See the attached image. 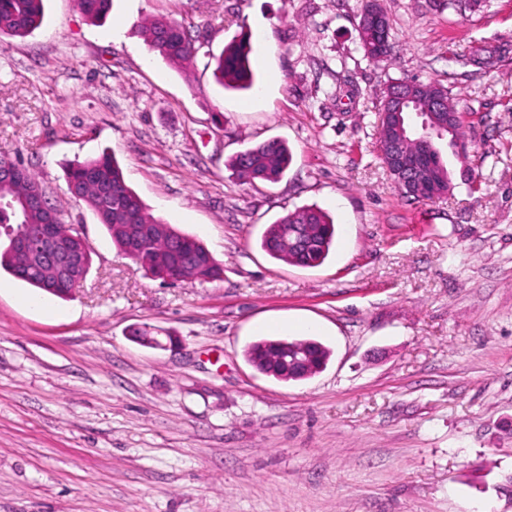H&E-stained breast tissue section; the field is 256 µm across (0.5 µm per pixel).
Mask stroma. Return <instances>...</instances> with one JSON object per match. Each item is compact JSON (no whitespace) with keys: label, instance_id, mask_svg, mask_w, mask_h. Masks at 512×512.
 <instances>
[{"label":"stroma","instance_id":"35a3bbf8","mask_svg":"<svg viewBox=\"0 0 512 512\" xmlns=\"http://www.w3.org/2000/svg\"><path fill=\"white\" fill-rule=\"evenodd\" d=\"M378 3L394 43L379 64L361 0H112L98 22L44 0L40 28L0 42V155L92 249L64 299L0 270V512H512V0ZM149 18L199 28L188 67L149 50ZM241 34L249 90L213 75ZM402 78L442 83L466 114L439 200L402 197L375 148ZM275 138L283 178L237 181L227 160ZM106 150L220 279L152 277L70 198L67 165ZM307 205L336 224L329 258H271L268 224ZM271 316L311 318L326 365L255 370Z\"/></svg>","mask_w":512,"mask_h":512}]
</instances>
